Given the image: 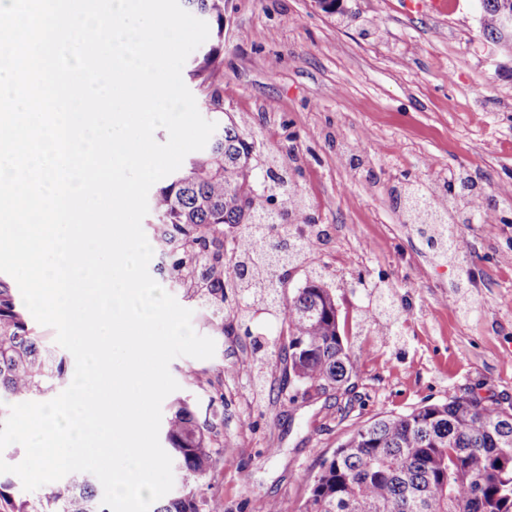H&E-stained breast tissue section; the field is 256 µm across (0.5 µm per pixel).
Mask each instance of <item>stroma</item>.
I'll return each mask as SVG.
<instances>
[{
	"instance_id": "obj_1",
	"label": "stroma",
	"mask_w": 512,
	"mask_h": 512,
	"mask_svg": "<svg viewBox=\"0 0 512 512\" xmlns=\"http://www.w3.org/2000/svg\"><path fill=\"white\" fill-rule=\"evenodd\" d=\"M225 0L224 111L245 119L266 160H283L305 215L323 233L282 298L321 274L336 296L343 341L361 357L338 396L304 394L278 353L246 371L255 338H282V308L254 301L240 324L224 307L212 358L169 370L204 372L180 387L214 405L224 446L198 493L224 512H299L322 458L386 414L465 395L512 407V55L480 31L475 0L448 14L423 0ZM359 143L351 160L342 141ZM468 172L503 199L490 221L459 225L465 244L434 261L394 191L443 189Z\"/></svg>"
}]
</instances>
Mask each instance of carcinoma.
<instances>
[{
  "label": "carcinoma",
  "instance_id": "cac0c4a2",
  "mask_svg": "<svg viewBox=\"0 0 512 512\" xmlns=\"http://www.w3.org/2000/svg\"><path fill=\"white\" fill-rule=\"evenodd\" d=\"M185 10L209 22L211 38L191 60L187 76L200 92L217 127L206 147L168 177L151 198L156 222L152 242L160 255L158 271L181 288L224 332V289L250 297L273 285L269 265L271 232L288 219L299 221L296 190L271 170L252 173L257 188L240 184L239 172L252 163L255 144L242 132L245 120L224 119L221 73L224 0H181ZM483 35L499 33L498 14L512 0H479ZM456 212L468 223L475 214L497 208L466 175ZM447 200L413 189L404 208L426 213L417 224L427 245L444 257L463 243L436 227L448 223ZM250 224L234 253L224 258V225ZM281 350L293 382L318 394L338 392L356 375L359 357L343 342L336 298L321 276L311 278L288 299ZM65 376L63 360L46 337L35 334L12 289L0 280V416L12 404L33 401L55 389ZM164 441L173 466L182 473V491L157 503L154 512H223L217 500L196 492L214 468L223 443L215 419L200 416L185 399L169 410ZM100 483L92 474L74 477L55 490L18 497L0 479V512H108ZM302 512H512V409L497 402L450 396L408 413L379 417L357 428L322 461Z\"/></svg>",
  "mask_w": 512,
  "mask_h": 512
}]
</instances>
